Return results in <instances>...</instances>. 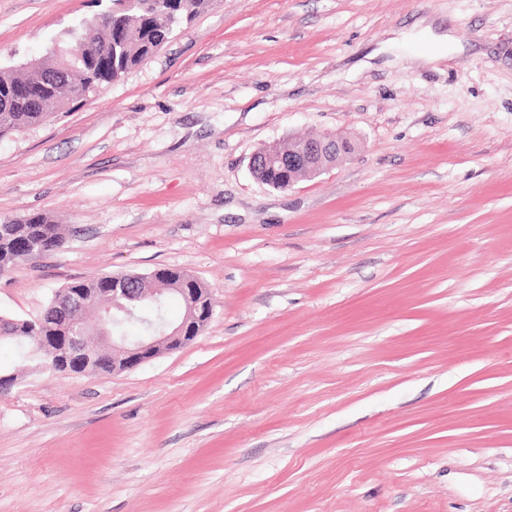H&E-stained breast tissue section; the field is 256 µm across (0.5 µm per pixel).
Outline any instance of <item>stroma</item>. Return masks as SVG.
Returning a JSON list of instances; mask_svg holds the SVG:
<instances>
[{
	"label": "stroma",
	"mask_w": 512,
	"mask_h": 512,
	"mask_svg": "<svg viewBox=\"0 0 512 512\" xmlns=\"http://www.w3.org/2000/svg\"><path fill=\"white\" fill-rule=\"evenodd\" d=\"M95 0H0V65ZM459 45L418 60L423 26ZM355 152L278 190L259 148ZM0 276L39 318L180 268L214 314L138 368L0 394V512H512V0H221L91 101L0 135ZM37 240L44 251H54L63 240L61 226L43 213L0 218V275L16 263L37 256L25 253Z\"/></svg>",
	"instance_id": "obj_1"
}]
</instances>
